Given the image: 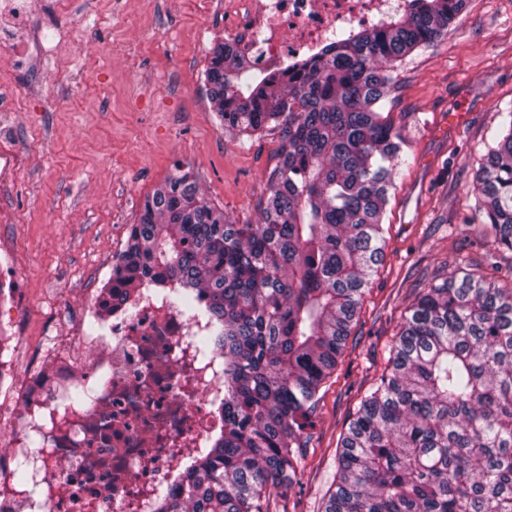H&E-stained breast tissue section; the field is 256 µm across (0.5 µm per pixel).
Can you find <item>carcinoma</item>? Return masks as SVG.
<instances>
[{"mask_svg": "<svg viewBox=\"0 0 512 512\" xmlns=\"http://www.w3.org/2000/svg\"><path fill=\"white\" fill-rule=\"evenodd\" d=\"M379 27L282 72L242 79L218 42L204 73L220 125L279 129L258 222L239 223L190 170L147 196L110 288L171 285L212 325L224 430L158 512H273L304 470L306 429L383 258V215L408 141L386 106L395 63L448 35L466 0H408ZM470 221L512 250V121L487 148ZM320 512H512V281L458 268L418 291L337 448Z\"/></svg>", "mask_w": 512, "mask_h": 512, "instance_id": "cac0c4a2", "label": "carcinoma"}]
</instances>
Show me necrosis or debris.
Masks as SVG:
<instances>
[{"instance_id":"obj_1","label":"necrosis or debris","mask_w":512,"mask_h":512,"mask_svg":"<svg viewBox=\"0 0 512 512\" xmlns=\"http://www.w3.org/2000/svg\"><path fill=\"white\" fill-rule=\"evenodd\" d=\"M405 0H238L224 33L252 47L256 66L310 56L336 35L369 28ZM25 0H0V48L23 57ZM81 319L104 318L98 334L75 328L63 342L81 358L51 362L30 347L28 372L0 374V407L19 420L0 453V512H154L161 488L176 486L189 463L223 428L224 362L202 358L204 320L145 285L136 294L90 291ZM91 398L73 403L74 387ZM25 465L28 475L17 479Z\"/></svg>"}]
</instances>
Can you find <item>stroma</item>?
I'll list each match as a JSON object with an SVG mask.
<instances>
[{"instance_id": "35a3bbf8", "label": "stroma", "mask_w": 512, "mask_h": 512, "mask_svg": "<svg viewBox=\"0 0 512 512\" xmlns=\"http://www.w3.org/2000/svg\"><path fill=\"white\" fill-rule=\"evenodd\" d=\"M30 31H72L57 51L30 48L22 67L0 49V78L27 92L0 111V141L17 162L0 180V250L17 289L0 290V362L24 366L45 322L71 332L89 289L105 291L148 194L190 168L205 196L239 220L258 218L279 131L251 137L220 126L205 94L210 50L224 39L222 0H65L42 3ZM392 116L410 143L387 206L385 260L321 391L299 486L276 512H320L335 489L336 446L382 374L413 291L467 261L512 269L467 225L475 172L512 114V0H466L433 45L397 62ZM465 116L461 129L449 114Z\"/></svg>"}]
</instances>
